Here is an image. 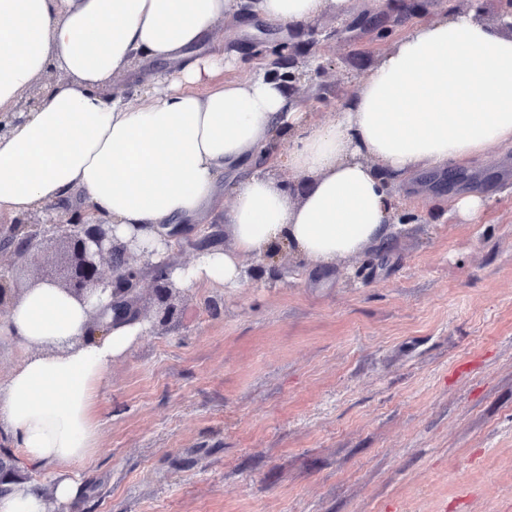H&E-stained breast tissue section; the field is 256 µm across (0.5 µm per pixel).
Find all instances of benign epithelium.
I'll return each mask as SVG.
<instances>
[{
  "instance_id": "7a95c632",
  "label": "benign epithelium",
  "mask_w": 512,
  "mask_h": 512,
  "mask_svg": "<svg viewBox=\"0 0 512 512\" xmlns=\"http://www.w3.org/2000/svg\"><path fill=\"white\" fill-rule=\"evenodd\" d=\"M286 54L280 64L288 66L286 72L291 92L298 85H312L325 76L328 64L313 58L306 69H295L297 50L282 47ZM59 238L66 244L67 280L63 289L82 300L88 294L101 290L112 297L113 321H122L131 315L143 318L138 306V291L144 270H150L154 288L160 302L166 304L164 313L171 311L174 283L163 265H152L142 253L127 249L112 241V234L104 224H93L83 219L77 209L48 206L42 214L19 217L9 224L0 225V253L9 251L13 259H25L32 250ZM14 298L9 269L0 264V311Z\"/></svg>"
}]
</instances>
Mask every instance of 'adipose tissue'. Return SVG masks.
<instances>
[{
    "label": "adipose tissue",
    "mask_w": 512,
    "mask_h": 512,
    "mask_svg": "<svg viewBox=\"0 0 512 512\" xmlns=\"http://www.w3.org/2000/svg\"><path fill=\"white\" fill-rule=\"evenodd\" d=\"M349 2L0 0V112L42 91L0 131V217L78 197L86 220L154 263L188 226L223 219L231 248H203L172 271L194 287L238 286L246 254L285 247L330 266L385 244L395 184L422 175L440 188L489 145L512 146V33L472 12L416 22L329 124L312 122L264 69L223 79L232 57L215 39L218 20L258 19L287 40ZM143 60L160 67L151 89L113 94V77ZM52 69L57 79L39 85ZM283 161L301 188L295 203L268 175ZM109 300L43 282L0 317V337L27 350L0 385V430L20 453L0 480V512H47L43 485L26 471L92 458L97 385L143 331L127 321L97 330L91 314Z\"/></svg>",
    "instance_id": "ef3b65f1"
}]
</instances>
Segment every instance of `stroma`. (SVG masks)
<instances>
[{
	"mask_svg": "<svg viewBox=\"0 0 512 512\" xmlns=\"http://www.w3.org/2000/svg\"><path fill=\"white\" fill-rule=\"evenodd\" d=\"M353 0L304 23L333 65L302 91L334 121L362 73L408 23L464 0ZM215 36L228 79L274 56L264 22ZM458 191L487 198L479 223L451 198L415 200L390 242L324 270L290 251L246 255L235 288L197 286L113 360L94 407L98 446L68 512H512V147L489 146ZM231 247L223 224L190 226L170 255ZM56 245L31 253L17 291L63 277Z\"/></svg>",
	"mask_w": 512,
	"mask_h": 512,
	"instance_id": "obj_1",
	"label": "stroma"
}]
</instances>
